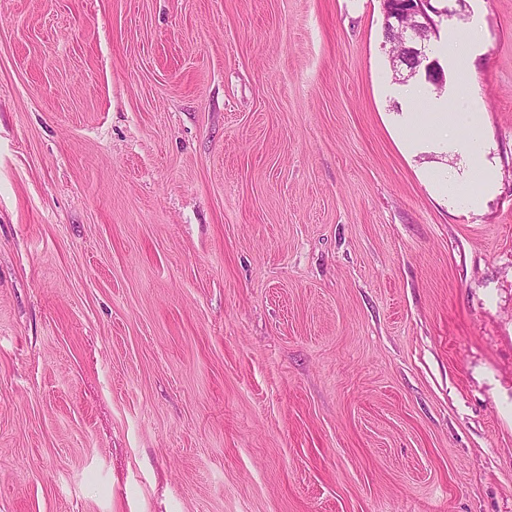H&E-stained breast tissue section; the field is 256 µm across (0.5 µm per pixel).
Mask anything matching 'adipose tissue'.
Masks as SVG:
<instances>
[{
	"mask_svg": "<svg viewBox=\"0 0 512 512\" xmlns=\"http://www.w3.org/2000/svg\"><path fill=\"white\" fill-rule=\"evenodd\" d=\"M482 39L480 28L451 30L433 47L452 82L438 96L425 94L423 89L410 86L403 89L400 99L415 103L408 113L416 133L422 139L446 145L459 156L465 175L448 173L442 187L448 198L478 208L485 192L496 180V172L486 160L484 122L478 110L479 96L470 80L473 49Z\"/></svg>",
	"mask_w": 512,
	"mask_h": 512,
	"instance_id": "adipose-tissue-1",
	"label": "adipose tissue"
}]
</instances>
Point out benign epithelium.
Listing matches in <instances>:
<instances>
[{
    "label": "benign epithelium",
    "mask_w": 512,
    "mask_h": 512,
    "mask_svg": "<svg viewBox=\"0 0 512 512\" xmlns=\"http://www.w3.org/2000/svg\"><path fill=\"white\" fill-rule=\"evenodd\" d=\"M385 4L386 25L390 29H402L407 47L408 56H393L391 61L397 73L403 74V80H408L418 74L417 66L409 64V57L413 56L418 66H424L428 77H437L443 80V75L437 73L436 61L426 54L430 42V33L437 28L433 16H442L446 11L430 7L431 0H383Z\"/></svg>",
    "instance_id": "7a95c632"
}]
</instances>
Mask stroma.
<instances>
[{
	"label": "stroma",
	"instance_id": "35a3bbf8",
	"mask_svg": "<svg viewBox=\"0 0 512 512\" xmlns=\"http://www.w3.org/2000/svg\"><path fill=\"white\" fill-rule=\"evenodd\" d=\"M483 206L382 0H0V512H512V0Z\"/></svg>",
	"mask_w": 512,
	"mask_h": 512
}]
</instances>
